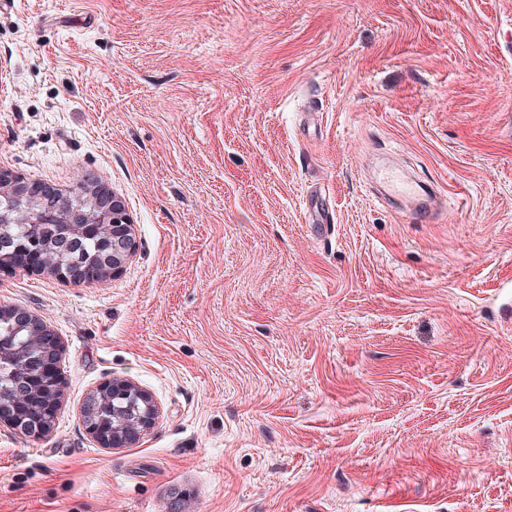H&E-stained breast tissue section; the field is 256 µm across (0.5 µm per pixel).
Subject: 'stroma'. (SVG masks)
<instances>
[{
  "label": "stroma",
  "mask_w": 512,
  "mask_h": 512,
  "mask_svg": "<svg viewBox=\"0 0 512 512\" xmlns=\"http://www.w3.org/2000/svg\"><path fill=\"white\" fill-rule=\"evenodd\" d=\"M0 169L95 174L136 241L0 277L66 378L0 512H512V0H11ZM113 377L160 408L124 448L82 421ZM406 196H411L413 200L412 220L421 223H433L436 221L441 211L439 197L435 193L423 192H401ZM7 317H13L15 321L20 318L23 322L28 324L32 323L35 330L40 331L41 335L49 336L45 350V357L53 360L55 356V358L59 360L62 352V341L59 336L56 335L54 330L51 329V327L48 326L41 318L25 309H15L14 311L2 309L0 311V318L5 319Z\"/></svg>",
  "instance_id": "stroma-1"
}]
</instances>
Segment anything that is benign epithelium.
Returning <instances> with one entry per match:
<instances>
[{
  "instance_id": "benign-epithelium-1",
  "label": "benign epithelium",
  "mask_w": 512,
  "mask_h": 512,
  "mask_svg": "<svg viewBox=\"0 0 512 512\" xmlns=\"http://www.w3.org/2000/svg\"><path fill=\"white\" fill-rule=\"evenodd\" d=\"M59 211L68 214V221L74 224H90L98 228H109L110 244L106 250L95 255L96 262L86 265L90 277H111L119 272L135 249L134 229L122 200L113 192L102 189L86 199L67 191L55 198ZM0 203L4 209L13 210L23 206L37 217L36 223H47L52 219L44 209L43 194L39 184L32 183L19 174L0 170ZM16 271L11 243L0 242V275L5 277ZM13 317L34 326L41 335L48 337L45 357L60 358L62 341L53 329L41 318L23 309L1 310L0 318ZM110 394L112 400H140L144 409L128 428H112L108 435L100 429L97 420L99 397ZM159 417V407L151 393L128 379L108 378L99 383L90 394L83 423L85 431L103 448L125 446L138 440L154 428Z\"/></svg>"
}]
</instances>
